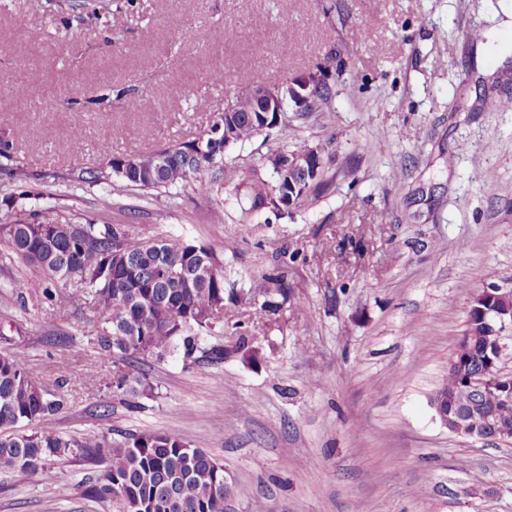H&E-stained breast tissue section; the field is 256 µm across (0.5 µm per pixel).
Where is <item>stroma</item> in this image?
<instances>
[{
    "instance_id": "obj_1",
    "label": "stroma",
    "mask_w": 512,
    "mask_h": 512,
    "mask_svg": "<svg viewBox=\"0 0 512 512\" xmlns=\"http://www.w3.org/2000/svg\"><path fill=\"white\" fill-rule=\"evenodd\" d=\"M501 18L499 0H100L94 15L75 0H0V139L36 176L13 203L0 171V224L54 207L179 236L214 247L245 288L278 250L301 251L288 273L301 308L246 315L268 344L257 364L130 359L148 396L114 388L112 363H95L88 300L52 304L42 276L1 258L0 333L19 335L32 376L66 379L58 430L158 432L206 449L232 488L224 512H512V443L451 433L432 402L473 296L512 291V112L491 107L512 98ZM218 27L237 39L206 37ZM333 50L348 64L329 104L288 127L336 176L314 206L267 224L243 220L248 199L222 191L82 182L103 165L102 143L133 155L193 139L239 92L235 76L275 83ZM218 69L227 83L204 84ZM14 81L26 95H12ZM349 163L354 176H341ZM56 470L39 486L0 471V512H104L80 488L89 466Z\"/></svg>"
}]
</instances>
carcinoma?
Listing matches in <instances>:
<instances>
[{"label": "carcinoma", "instance_id": "carcinoma-1", "mask_svg": "<svg viewBox=\"0 0 512 512\" xmlns=\"http://www.w3.org/2000/svg\"><path fill=\"white\" fill-rule=\"evenodd\" d=\"M331 95L329 81L317 84L299 113L323 111ZM237 112L214 114L198 137L161 146L150 153L115 155L102 145L104 166L89 173L87 183L117 178L144 191H159L193 183L196 189L217 187L227 193L245 192L253 207L274 195L293 197L292 210H305L330 192L336 175L327 174L322 150L305 142L272 152L276 158L302 155L316 169L310 181L296 192L280 183L267 160L261 169L243 170L229 162L228 154L258 137L279 138L288 129L275 127L260 112L252 111L250 91L235 97ZM223 125L235 132L224 146L221 135L211 132ZM300 251L282 252L261 274L259 290L269 300L256 311L275 319L286 308L300 303L288 282V272ZM0 257L17 259L48 283L44 297L66 307L88 297L96 306L101 325L88 340L98 359H110L117 367L114 387L121 390L134 382L148 383L125 371L123 363L133 355L158 360L171 352L186 367H217L235 355L254 362L262 347L250 326L240 319L243 303L253 288H234L224 281V259L207 245L172 237H143L126 224H78L53 211L11 224H0ZM499 299L472 304L466 329L455 349L454 369L441 390L455 396L457 405L469 409L473 427L483 428L489 412L496 424L512 430V403L491 395H476L465 378L485 366V336L489 327L479 309H494ZM221 338L207 336L215 328ZM66 380L48 389L33 378L15 356L0 353V470L21 473L29 482L55 481V461L62 458L95 467L94 475L80 484L82 494L105 503L110 512H224L231 486L224 484V466L208 451L177 438L157 433H128L115 441L109 434L86 431L78 435L60 432L55 421L68 406Z\"/></svg>", "mask_w": 512, "mask_h": 512}]
</instances>
